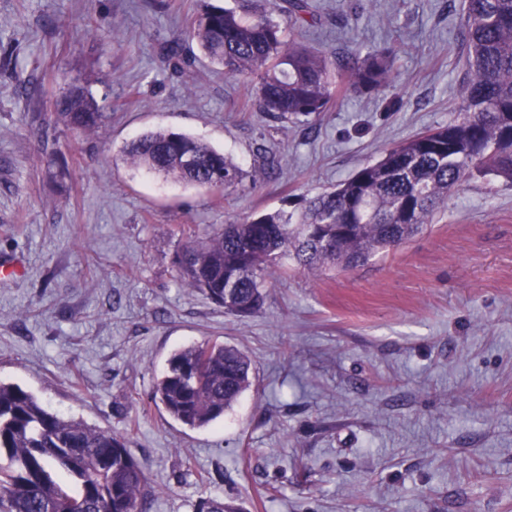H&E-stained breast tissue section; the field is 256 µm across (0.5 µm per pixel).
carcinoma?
I'll return each mask as SVG.
<instances>
[{
  "label": "carcinoma",
  "mask_w": 512,
  "mask_h": 512,
  "mask_svg": "<svg viewBox=\"0 0 512 512\" xmlns=\"http://www.w3.org/2000/svg\"><path fill=\"white\" fill-rule=\"evenodd\" d=\"M212 7L188 30L202 51L243 76L259 108L279 120L326 112L341 71L349 88L372 92L389 83L399 48H374L350 63L287 34L313 16L310 0H288V27L274 22V0ZM466 76L448 124L386 150L351 177L307 200L298 219L274 212L190 236L178 253L183 284L237 316L260 311L265 276L278 259L308 270L353 269L393 249L433 221L468 177L512 182V0H464ZM58 118L94 131L109 113L88 88L55 101ZM125 156L177 182L233 189L242 169L189 135L158 129L131 141ZM191 157L194 164L184 163ZM234 281L231 298L226 284ZM252 360L235 345L205 341L174 352L151 400L174 420L203 427L224 415L250 385ZM148 479L124 439L47 410L31 393L0 383V512H146Z\"/></svg>",
  "instance_id": "cac0c4a2"
}]
</instances>
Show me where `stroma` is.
I'll use <instances>...</instances> for the list:
<instances>
[{
  "label": "stroma",
  "instance_id": "stroma-1",
  "mask_svg": "<svg viewBox=\"0 0 512 512\" xmlns=\"http://www.w3.org/2000/svg\"><path fill=\"white\" fill-rule=\"evenodd\" d=\"M305 36L342 61L386 42L384 89L280 121L185 40L234 0H0V382L122 435L147 512H512V184L462 183L426 229L350 271L283 260L263 309L225 313L181 286L187 236L306 197L446 124L461 102L463 0H310ZM37 89L20 94L21 84ZM87 86L110 112L85 133L54 102ZM156 129L249 175L220 195L124 162ZM251 358V384L191 429L150 394L176 350Z\"/></svg>",
  "mask_w": 512,
  "mask_h": 512
}]
</instances>
